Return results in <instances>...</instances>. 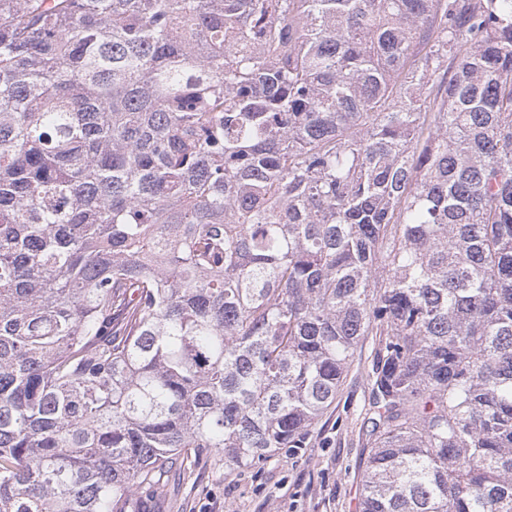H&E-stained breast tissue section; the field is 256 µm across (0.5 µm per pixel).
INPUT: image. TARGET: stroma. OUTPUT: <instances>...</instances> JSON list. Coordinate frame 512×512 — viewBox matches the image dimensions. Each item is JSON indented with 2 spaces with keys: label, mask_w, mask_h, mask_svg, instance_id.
Instances as JSON below:
<instances>
[{
  "label": "stroma",
  "mask_w": 512,
  "mask_h": 512,
  "mask_svg": "<svg viewBox=\"0 0 512 512\" xmlns=\"http://www.w3.org/2000/svg\"><path fill=\"white\" fill-rule=\"evenodd\" d=\"M373 346L370 336L360 342L336 402L306 447L280 450L258 472L211 463L172 470L157 512H359Z\"/></svg>",
  "instance_id": "stroma-1"
}]
</instances>
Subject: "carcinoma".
Segmentation results:
<instances>
[{
    "mask_svg": "<svg viewBox=\"0 0 512 512\" xmlns=\"http://www.w3.org/2000/svg\"><path fill=\"white\" fill-rule=\"evenodd\" d=\"M366 336L361 512H512V0H0V512L303 448Z\"/></svg>",
    "mask_w": 512,
    "mask_h": 512,
    "instance_id": "obj_1",
    "label": "carcinoma"
}]
</instances>
